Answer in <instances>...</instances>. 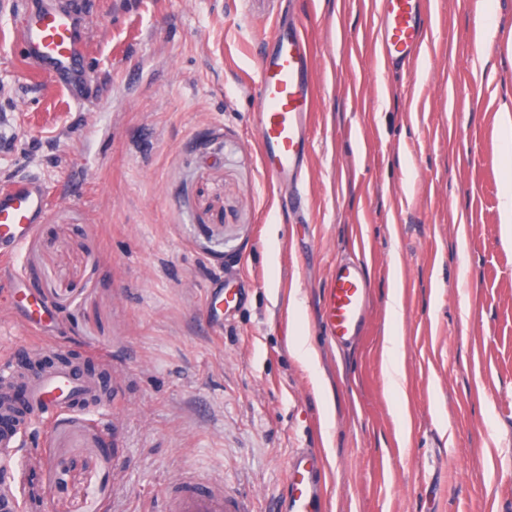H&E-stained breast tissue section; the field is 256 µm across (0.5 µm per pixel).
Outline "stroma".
<instances>
[{"label": "stroma", "instance_id": "obj_1", "mask_svg": "<svg viewBox=\"0 0 512 512\" xmlns=\"http://www.w3.org/2000/svg\"><path fill=\"white\" fill-rule=\"evenodd\" d=\"M289 1L317 66L303 212L277 205L255 124L282 0H87L66 87L37 76L0 13V185L35 174L52 194L0 291L22 273L60 314L53 350L112 366L109 412L23 435V512H159L190 470L271 512L299 448L328 458L327 512H512V0H425L404 73L379 60L377 0ZM356 258L367 322L340 349L320 312ZM219 274L245 300L217 333ZM0 339L53 351L1 294ZM400 342L397 336H387L385 354L387 357V380L392 391L401 392V369L398 362Z\"/></svg>", "mask_w": 512, "mask_h": 512}]
</instances>
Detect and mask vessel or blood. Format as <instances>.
I'll return each instance as SVG.
<instances>
[{"instance_id":"1","label":"vessel or blood","mask_w":512,"mask_h":512,"mask_svg":"<svg viewBox=\"0 0 512 512\" xmlns=\"http://www.w3.org/2000/svg\"><path fill=\"white\" fill-rule=\"evenodd\" d=\"M425 21L423 0H380L378 54L385 69L404 70L419 58ZM16 41L24 57L58 82L72 79L83 58V42L72 8L39 0L22 8ZM263 53L254 95L260 157L275 187L298 190L310 142L314 110V60L303 29L277 19L262 41ZM48 186L28 176L0 186V264L10 265L22 246L45 223L51 206ZM6 294L11 317L22 328L51 342L53 311L20 282ZM367 282L363 266L353 259L337 263L325 290L324 328L336 343L349 344L363 333L367 318ZM242 302L241 291L208 289L207 317L214 328L224 326ZM105 387L101 375L72 363L34 371L13 360L12 350L0 351V463L9 464L29 416L52 427L68 411L96 407ZM162 512H254L250 494L225 489L209 479L189 476L164 496ZM277 512H326V470L319 449H296L288 460L285 490Z\"/></svg>"}]
</instances>
